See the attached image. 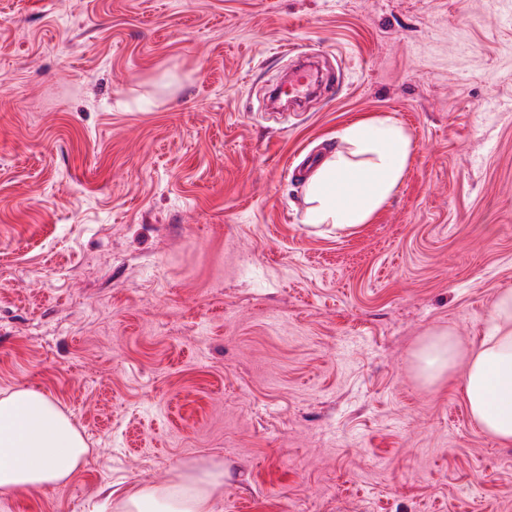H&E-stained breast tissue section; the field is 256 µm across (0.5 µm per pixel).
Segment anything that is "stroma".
Returning <instances> with one entry per match:
<instances>
[{
  "mask_svg": "<svg viewBox=\"0 0 512 512\" xmlns=\"http://www.w3.org/2000/svg\"><path fill=\"white\" fill-rule=\"evenodd\" d=\"M333 99L269 112L284 44ZM172 90H163V81ZM414 143L386 204L306 224V156L356 121ZM512 289V0H0V397L85 438L0 512H102L186 462L214 512H512V447L455 371Z\"/></svg>",
  "mask_w": 512,
  "mask_h": 512,
  "instance_id": "35a3bbf8",
  "label": "stroma"
}]
</instances>
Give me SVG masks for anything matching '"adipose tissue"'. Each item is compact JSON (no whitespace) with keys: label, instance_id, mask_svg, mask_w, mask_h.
Returning <instances> with one entry per match:
<instances>
[{"label":"adipose tissue","instance_id":"1","mask_svg":"<svg viewBox=\"0 0 512 512\" xmlns=\"http://www.w3.org/2000/svg\"><path fill=\"white\" fill-rule=\"evenodd\" d=\"M323 158L305 188L306 222L344 236L366 224L395 192L411 157L410 134L390 119L357 121ZM426 382L462 370L472 421L498 443L512 446V289L501 291L486 333L468 357L441 333L415 353ZM79 431L43 393L24 388L0 398V498L65 485L87 462ZM224 485L221 464L183 463L163 484H144L117 512H213Z\"/></svg>","mask_w":512,"mask_h":512}]
</instances>
